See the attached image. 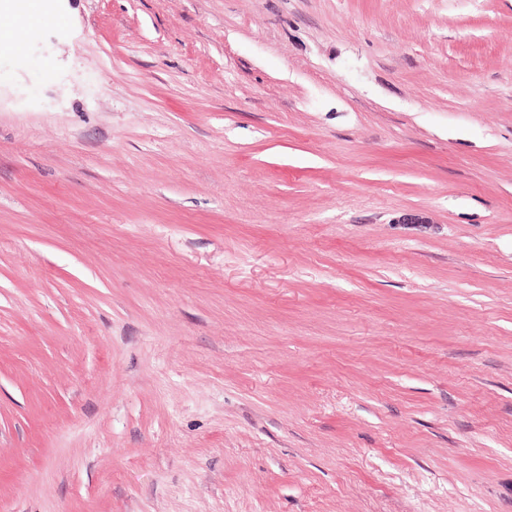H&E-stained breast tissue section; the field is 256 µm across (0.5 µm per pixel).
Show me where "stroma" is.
Returning a JSON list of instances; mask_svg holds the SVG:
<instances>
[{
	"label": "stroma",
	"mask_w": 512,
	"mask_h": 512,
	"mask_svg": "<svg viewBox=\"0 0 512 512\" xmlns=\"http://www.w3.org/2000/svg\"><path fill=\"white\" fill-rule=\"evenodd\" d=\"M44 2L0 512H512V0Z\"/></svg>",
	"instance_id": "stroma-1"
}]
</instances>
